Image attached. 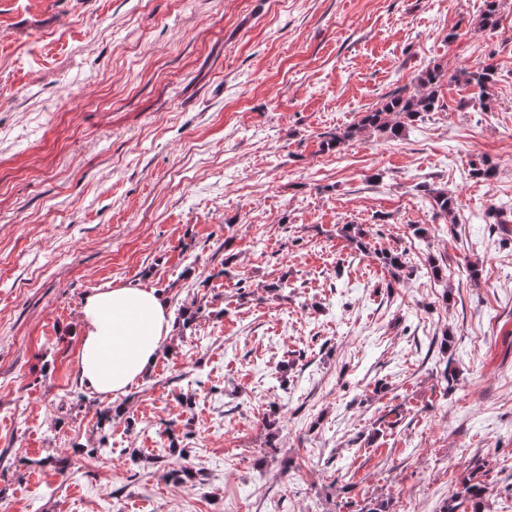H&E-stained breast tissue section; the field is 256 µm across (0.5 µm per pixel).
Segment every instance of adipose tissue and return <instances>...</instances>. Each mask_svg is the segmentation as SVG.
<instances>
[{"label":"adipose tissue","mask_w":512,"mask_h":512,"mask_svg":"<svg viewBox=\"0 0 512 512\" xmlns=\"http://www.w3.org/2000/svg\"><path fill=\"white\" fill-rule=\"evenodd\" d=\"M171 332L167 297L118 287L89 293L80 311V382L111 398L126 394L157 359Z\"/></svg>","instance_id":"adipose-tissue-1"}]
</instances>
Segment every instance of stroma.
Masks as SVG:
<instances>
[{
    "instance_id": "35a3bbf8",
    "label": "stroma",
    "mask_w": 512,
    "mask_h": 512,
    "mask_svg": "<svg viewBox=\"0 0 512 512\" xmlns=\"http://www.w3.org/2000/svg\"><path fill=\"white\" fill-rule=\"evenodd\" d=\"M483 10L0 0V512H441L471 477L512 512V0ZM434 65L438 111L322 149ZM123 286L172 331L113 399L78 316ZM466 84L479 90L478 99L482 106L490 103V88L494 82V71L491 65H482L475 69L463 72Z\"/></svg>"
}]
</instances>
